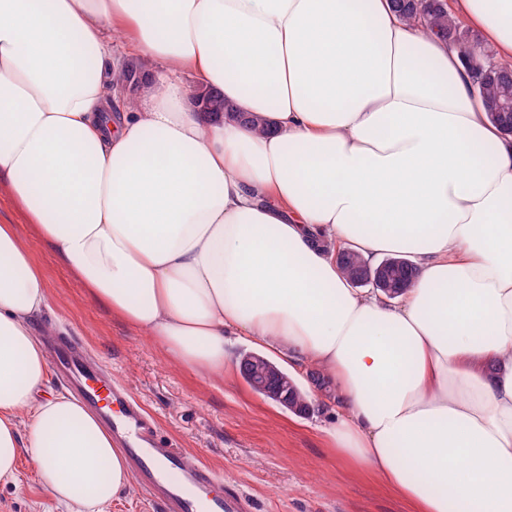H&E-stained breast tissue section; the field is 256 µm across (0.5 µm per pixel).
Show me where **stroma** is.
<instances>
[{"mask_svg": "<svg viewBox=\"0 0 512 512\" xmlns=\"http://www.w3.org/2000/svg\"><path fill=\"white\" fill-rule=\"evenodd\" d=\"M34 256L51 294L42 322L81 339L143 404L160 435L250 494L257 512H412L405 499L337 458L325 434L336 421L333 404L297 415L251 389L236 365L249 343L229 337L225 378L178 368L87 297L46 246L35 245ZM0 512L69 509L51 498L25 458L17 483L0 484Z\"/></svg>", "mask_w": 512, "mask_h": 512, "instance_id": "obj_1", "label": "stroma"}]
</instances>
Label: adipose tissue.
<instances>
[{
  "label": "adipose tissue",
  "mask_w": 512,
  "mask_h": 512,
  "mask_svg": "<svg viewBox=\"0 0 512 512\" xmlns=\"http://www.w3.org/2000/svg\"><path fill=\"white\" fill-rule=\"evenodd\" d=\"M450 10L512 62V0ZM198 89L267 132L195 111ZM0 193L181 367L223 375L226 337L252 340L414 512H512V135L389 0H0ZM340 248L417 275L358 292ZM49 302L0 224V483L26 454L58 502L106 512L133 477L81 403L40 396ZM378 266H382V276L391 284V290L395 295L407 288L416 274L410 261L400 256H388L382 259Z\"/></svg>",
  "instance_id": "obj_1"
}]
</instances>
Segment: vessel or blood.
<instances>
[{
    "instance_id": "obj_1",
    "label": "vessel or blood",
    "mask_w": 512,
    "mask_h": 512,
    "mask_svg": "<svg viewBox=\"0 0 512 512\" xmlns=\"http://www.w3.org/2000/svg\"><path fill=\"white\" fill-rule=\"evenodd\" d=\"M49 361L123 449L157 512H255L250 495L231 486L215 490L209 468L189 464L176 444L159 436L140 404L113 382L110 370L87 357L79 339L60 337Z\"/></svg>"
}]
</instances>
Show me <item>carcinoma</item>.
<instances>
[{
  "instance_id": "obj_1",
  "label": "carcinoma",
  "mask_w": 512,
  "mask_h": 512,
  "mask_svg": "<svg viewBox=\"0 0 512 512\" xmlns=\"http://www.w3.org/2000/svg\"><path fill=\"white\" fill-rule=\"evenodd\" d=\"M392 11L404 20L420 21L426 31L442 37L456 45L463 53L466 63L478 66L491 64L490 54L476 57L471 54V46L478 43L470 29L462 25L446 8L441 0H391ZM474 89L482 97L490 118L498 123L507 134L512 133V69L495 66V69L474 78ZM205 108L215 116L224 114L244 122L258 123V119L243 112H238L224 102V98L215 91L204 96ZM337 264L355 284L365 276L367 267L360 257L352 252L344 254ZM382 276L392 286V291L399 294L408 287L416 271L409 260L391 255L379 262ZM269 388L278 392L288 409L305 413L308 409L307 394L291 380L288 372L281 369L273 376Z\"/></svg>"
}]
</instances>
